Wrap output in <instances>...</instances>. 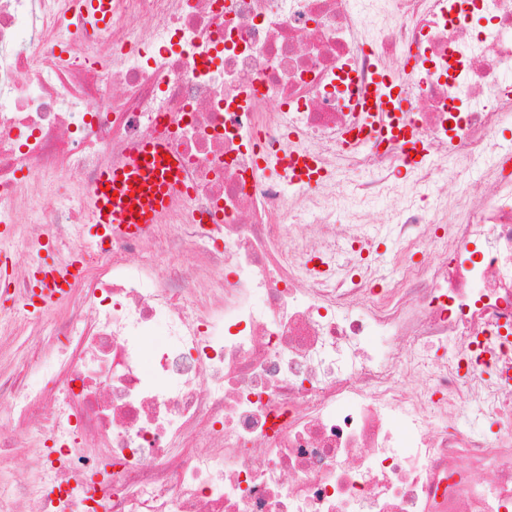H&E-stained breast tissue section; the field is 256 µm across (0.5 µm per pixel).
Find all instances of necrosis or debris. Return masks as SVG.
I'll use <instances>...</instances> for the list:
<instances>
[{"mask_svg":"<svg viewBox=\"0 0 512 512\" xmlns=\"http://www.w3.org/2000/svg\"><path fill=\"white\" fill-rule=\"evenodd\" d=\"M111 5L0 0V332L43 251L83 285L0 375L35 468L0 512H512V0ZM156 140L186 192L89 238Z\"/></svg>","mask_w":512,"mask_h":512,"instance_id":"4bbe7bcc","label":"necrosis or debris"}]
</instances>
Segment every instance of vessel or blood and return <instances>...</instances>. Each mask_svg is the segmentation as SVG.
Instances as JSON below:
<instances>
[{
	"mask_svg": "<svg viewBox=\"0 0 512 512\" xmlns=\"http://www.w3.org/2000/svg\"><path fill=\"white\" fill-rule=\"evenodd\" d=\"M176 157L165 142L145 144L126 161L102 168L91 189L93 228L133 233L155 223L169 198L183 190Z\"/></svg>",
	"mask_w": 512,
	"mask_h": 512,
	"instance_id": "b4317fda",
	"label": "vessel or blood"
}]
</instances>
